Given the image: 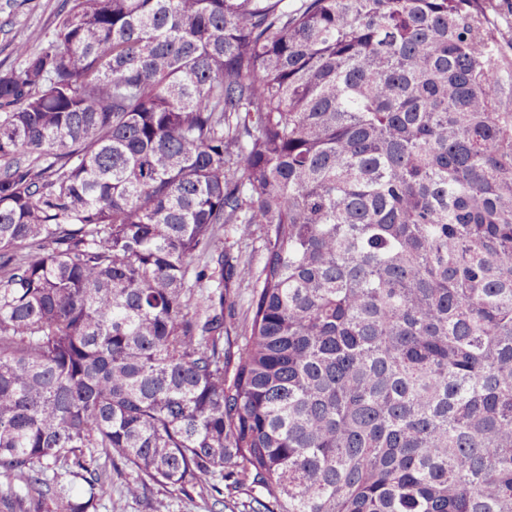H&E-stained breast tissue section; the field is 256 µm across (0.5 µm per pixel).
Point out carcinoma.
I'll list each match as a JSON object with an SVG mask.
<instances>
[{
  "mask_svg": "<svg viewBox=\"0 0 512 512\" xmlns=\"http://www.w3.org/2000/svg\"><path fill=\"white\" fill-rule=\"evenodd\" d=\"M15 54L0 477L37 496L0 512H96L127 470L125 499L512 512L498 0H72ZM224 224L268 226L260 271ZM231 279L258 283L235 351Z\"/></svg>",
  "mask_w": 512,
  "mask_h": 512,
  "instance_id": "obj_1",
  "label": "carcinoma"
}]
</instances>
